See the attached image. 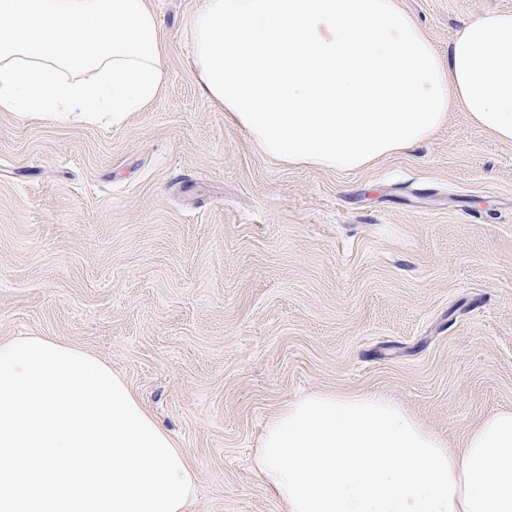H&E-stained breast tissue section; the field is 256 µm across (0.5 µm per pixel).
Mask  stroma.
I'll use <instances>...</instances> for the list:
<instances>
[{
    "label": "stroma",
    "instance_id": "stroma-1",
    "mask_svg": "<svg viewBox=\"0 0 512 512\" xmlns=\"http://www.w3.org/2000/svg\"><path fill=\"white\" fill-rule=\"evenodd\" d=\"M149 0L164 93L121 125L0 112V340L108 362L193 460L188 512H285L260 427L382 392L456 445L512 409V143L452 110L352 171L266 156L207 100L188 24ZM440 54L512 0H402Z\"/></svg>",
    "mask_w": 512,
    "mask_h": 512
}]
</instances>
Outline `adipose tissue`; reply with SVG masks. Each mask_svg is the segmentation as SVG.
Here are the masks:
<instances>
[{"mask_svg":"<svg viewBox=\"0 0 512 512\" xmlns=\"http://www.w3.org/2000/svg\"><path fill=\"white\" fill-rule=\"evenodd\" d=\"M189 33L206 97L275 159L359 169L452 107L512 142V12L465 22L444 57L398 0H199ZM163 83L148 0H0V112L120 124ZM253 466L286 512H512V410L452 448L385 395L309 394Z\"/></svg>","mask_w":512,"mask_h":512,"instance_id":"1","label":"adipose tissue"}]
</instances>
